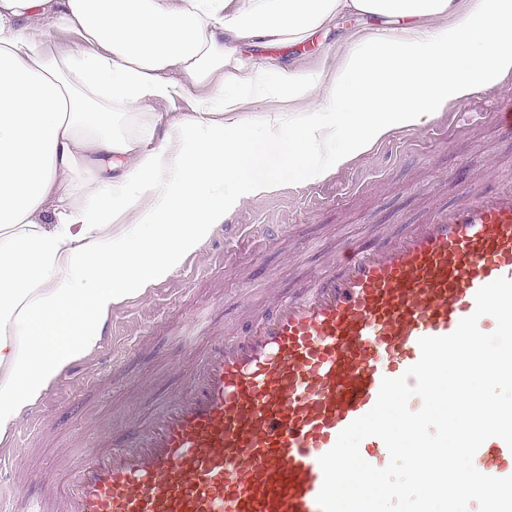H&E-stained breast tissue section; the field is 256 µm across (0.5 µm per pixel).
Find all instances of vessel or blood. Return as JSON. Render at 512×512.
<instances>
[{
	"instance_id": "b4317fda",
	"label": "vessel or blood",
	"mask_w": 512,
	"mask_h": 512,
	"mask_svg": "<svg viewBox=\"0 0 512 512\" xmlns=\"http://www.w3.org/2000/svg\"><path fill=\"white\" fill-rule=\"evenodd\" d=\"M512 279V182L433 213L373 247L346 244L331 270L277 299L236 336H198L182 391L120 444L88 445L60 512H321L318 459L376 403L384 378L452 333L475 294ZM360 454L384 467L376 437ZM481 473L512 475V448L485 441Z\"/></svg>"
}]
</instances>
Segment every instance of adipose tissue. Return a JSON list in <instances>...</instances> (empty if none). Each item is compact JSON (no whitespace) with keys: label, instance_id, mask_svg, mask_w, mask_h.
Wrapping results in <instances>:
<instances>
[{"label":"adipose tissue","instance_id":"ef3b65f1","mask_svg":"<svg viewBox=\"0 0 512 512\" xmlns=\"http://www.w3.org/2000/svg\"><path fill=\"white\" fill-rule=\"evenodd\" d=\"M396 20L332 69L250 64L338 14ZM0 0V440L113 306L199 250L243 197L329 176L512 72V0ZM60 25L73 50L51 48ZM202 88L169 125L151 103ZM254 99L278 108L254 120Z\"/></svg>","mask_w":512,"mask_h":512}]
</instances>
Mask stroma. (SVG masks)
I'll list each match as a JSON object with an SVG mask.
<instances>
[{"label":"stroma","mask_w":512,"mask_h":512,"mask_svg":"<svg viewBox=\"0 0 512 512\" xmlns=\"http://www.w3.org/2000/svg\"><path fill=\"white\" fill-rule=\"evenodd\" d=\"M387 26L345 14L318 29L309 48L253 47L249 54L299 72L329 69L354 41ZM491 91L492 98L473 93L424 126L394 132L328 177H293L276 192L242 198L233 223L282 224L285 235L219 264L220 232L212 230L169 278L114 306L108 320L115 336H102L99 347L61 371L38 400V428L11 449L17 466L6 498H57L82 439H124L171 401L192 364L176 335L198 313L206 314L213 335H235L276 297L328 270L344 244L373 245L401 232L403 217L422 223L434 210L463 202L467 191L512 180V137L499 134L492 118L494 97L512 96V74ZM136 330L138 346L112 363V347L126 345ZM94 366L97 382L71 395L81 372Z\"/></svg>","instance_id":"obj_1"}]
</instances>
